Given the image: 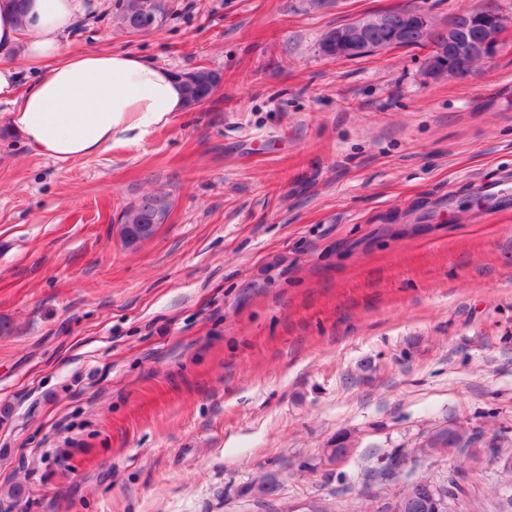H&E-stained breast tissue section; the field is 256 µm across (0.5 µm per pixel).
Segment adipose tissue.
<instances>
[{"mask_svg": "<svg viewBox=\"0 0 512 512\" xmlns=\"http://www.w3.org/2000/svg\"><path fill=\"white\" fill-rule=\"evenodd\" d=\"M82 0H0V105L41 156L72 161L136 144L184 111L173 71L125 51L66 54ZM47 63L21 84L15 55Z\"/></svg>", "mask_w": 512, "mask_h": 512, "instance_id": "ef3b65f1", "label": "adipose tissue"}]
</instances>
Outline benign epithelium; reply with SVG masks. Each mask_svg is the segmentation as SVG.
Returning <instances> with one entry per match:
<instances>
[{"label": "benign epithelium", "mask_w": 512, "mask_h": 512, "mask_svg": "<svg viewBox=\"0 0 512 512\" xmlns=\"http://www.w3.org/2000/svg\"><path fill=\"white\" fill-rule=\"evenodd\" d=\"M398 21H389L386 13L364 16L338 26L329 32L322 44V53L331 59H350L362 54L407 48L415 34L427 35L429 46L426 61L428 77L460 76L479 61L494 58L500 47L503 17L484 6L457 14L443 23L413 9L396 12ZM156 224L126 225L125 240L135 246L154 236Z\"/></svg>", "instance_id": "obj_1"}]
</instances>
